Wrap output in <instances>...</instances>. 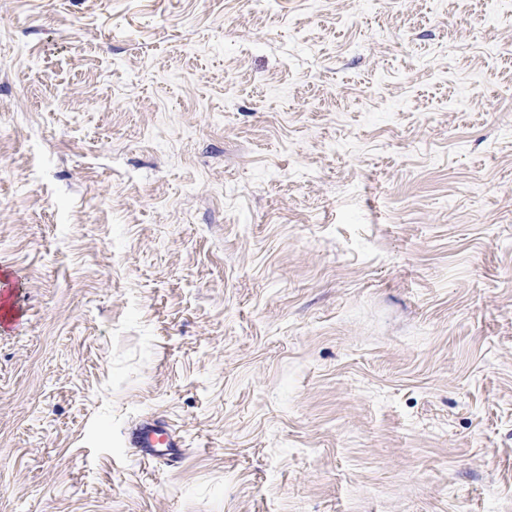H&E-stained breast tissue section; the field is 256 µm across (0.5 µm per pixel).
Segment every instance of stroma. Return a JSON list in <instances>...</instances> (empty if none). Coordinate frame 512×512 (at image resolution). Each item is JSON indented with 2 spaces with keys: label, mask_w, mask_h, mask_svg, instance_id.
Returning <instances> with one entry per match:
<instances>
[{
  "label": "stroma",
  "mask_w": 512,
  "mask_h": 512,
  "mask_svg": "<svg viewBox=\"0 0 512 512\" xmlns=\"http://www.w3.org/2000/svg\"><path fill=\"white\" fill-rule=\"evenodd\" d=\"M0 512H512V16L0 0ZM132 443L143 457H162L180 448V441L164 426L143 420L132 432Z\"/></svg>",
  "instance_id": "obj_1"
}]
</instances>
